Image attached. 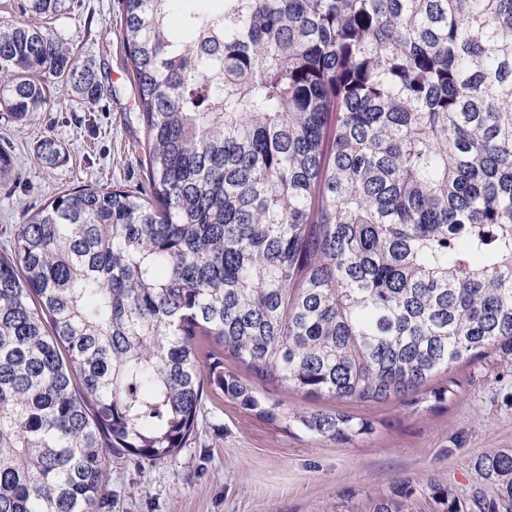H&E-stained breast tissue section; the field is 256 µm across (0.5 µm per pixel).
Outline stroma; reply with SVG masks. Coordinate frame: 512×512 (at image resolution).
Instances as JSON below:
<instances>
[{"mask_svg":"<svg viewBox=\"0 0 512 512\" xmlns=\"http://www.w3.org/2000/svg\"><path fill=\"white\" fill-rule=\"evenodd\" d=\"M122 0H59L44 27L92 63L102 87L92 111L52 96L20 124L0 111V144L8 146L22 186L0 189V226L23 223L53 196L84 185L135 189L146 185L143 127L120 31ZM61 147L55 163L39 153L42 140ZM224 366L266 399L290 407L350 414L370 433L333 443L258 417L228 399L207 401L185 448L154 463L108 453L106 494L93 512H364L375 497L407 484L423 512V491L435 483L480 487L473 460L512 448V378L485 359H464L407 397L381 403L308 396L252 376L225 357Z\"/></svg>","mask_w":512,"mask_h":512,"instance_id":"stroma-1","label":"stroma"}]
</instances>
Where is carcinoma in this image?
I'll use <instances>...</instances> for the list:
<instances>
[{"mask_svg": "<svg viewBox=\"0 0 512 512\" xmlns=\"http://www.w3.org/2000/svg\"><path fill=\"white\" fill-rule=\"evenodd\" d=\"M148 184L85 185L0 228V512H90L103 449L186 447L208 396L347 442L258 377L399 399L470 356L512 367V0H122ZM85 105L89 64L0 15V109ZM430 486L435 512H512ZM369 512H417L397 491Z\"/></svg>", "mask_w": 512, "mask_h": 512, "instance_id": "carcinoma-1", "label": "carcinoma"}]
</instances>
